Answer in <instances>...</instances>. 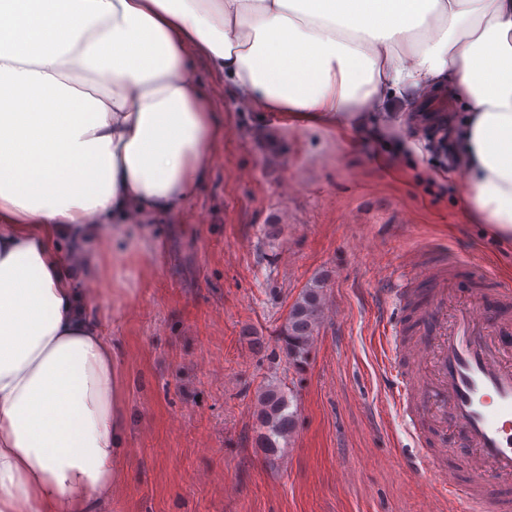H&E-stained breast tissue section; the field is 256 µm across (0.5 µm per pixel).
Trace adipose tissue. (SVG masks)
<instances>
[{
    "mask_svg": "<svg viewBox=\"0 0 512 512\" xmlns=\"http://www.w3.org/2000/svg\"><path fill=\"white\" fill-rule=\"evenodd\" d=\"M293 129L448 92L466 211L512 237V0H0V512H105L125 375L102 310L154 267L224 125L190 72Z\"/></svg>",
    "mask_w": 512,
    "mask_h": 512,
    "instance_id": "obj_1",
    "label": "adipose tissue"
}]
</instances>
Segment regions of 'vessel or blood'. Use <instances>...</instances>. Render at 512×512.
<instances>
[{"mask_svg":"<svg viewBox=\"0 0 512 512\" xmlns=\"http://www.w3.org/2000/svg\"><path fill=\"white\" fill-rule=\"evenodd\" d=\"M448 270L470 279L488 276L480 261L458 255L449 258ZM423 293L419 343L386 356L389 402L399 414L431 421L437 435L453 433L473 460L462 481L436 456L422 455V470L446 512H512V503L500 494L512 486V361L504 359L497 331L487 323L490 305L512 302V288L454 297L446 283L431 278ZM405 301L402 285L385 290L381 337L391 334L389 311Z\"/></svg>","mask_w":512,"mask_h":512,"instance_id":"obj_1","label":"vessel or blood"}]
</instances>
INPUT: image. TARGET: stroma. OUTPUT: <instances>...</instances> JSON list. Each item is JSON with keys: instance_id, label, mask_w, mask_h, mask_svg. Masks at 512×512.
Wrapping results in <instances>:
<instances>
[{"instance_id": "obj_1", "label": "stroma", "mask_w": 512, "mask_h": 512, "mask_svg": "<svg viewBox=\"0 0 512 512\" xmlns=\"http://www.w3.org/2000/svg\"><path fill=\"white\" fill-rule=\"evenodd\" d=\"M224 142L186 214L154 224L141 297L104 320L126 377L123 478L110 512H430L419 449L387 403L377 291L406 254L444 247L512 286V239L467 219L414 129L386 164L368 130L281 132L204 61ZM324 312L307 365L278 339L316 280ZM281 389L291 436L261 444L259 402Z\"/></svg>"}]
</instances>
